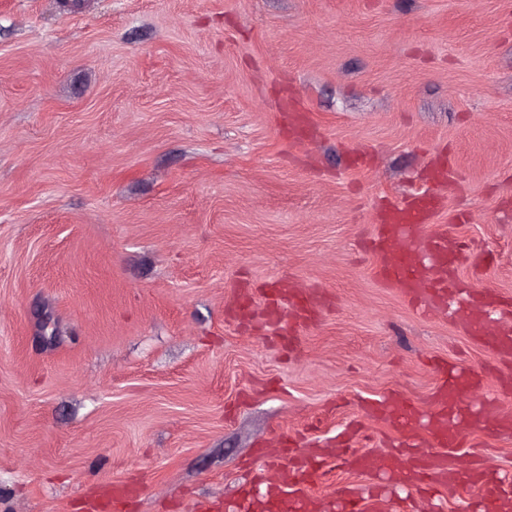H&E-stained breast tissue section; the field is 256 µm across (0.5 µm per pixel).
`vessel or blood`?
<instances>
[{
  "label": "vessel or blood",
  "instance_id": "b4317fda",
  "mask_svg": "<svg viewBox=\"0 0 512 512\" xmlns=\"http://www.w3.org/2000/svg\"><path fill=\"white\" fill-rule=\"evenodd\" d=\"M457 177L453 167H434L429 175L432 189L409 194L379 211L372 239V250L380 259L376 275L385 286L396 289L405 300L416 304L424 316L445 310L449 297H456L461 303L456 312L458 325L496 356L504 369L502 377L507 380L512 378V324L491 315L492 309L501 303L500 294L470 286L460 279L457 261L462 245L457 239L445 232L425 238L418 235L422 224L430 222L441 206L438 187L452 184ZM406 239L428 256L427 265L408 261L406 255L397 254V244ZM250 294L248 286L240 287L237 308L241 317L257 323L265 334L281 338L294 334L297 325L312 321L322 304L318 290L288 278L274 281L263 289L261 314H254ZM469 382L464 374L443 372L432 393L436 410L426 417L420 415L416 405L397 397L374 402L368 411L408 428L407 440L412 453L404 482L409 488L419 493L426 490L450 492L468 484L480 490L479 512H512V483L477 467L463 473L453 464L451 450L459 444L455 432L460 416L456 392ZM423 426L430 434L431 447L427 450L420 449L416 435ZM338 452L344 455L349 467L360 474L374 476V452L361 451L345 443L340 444ZM325 459V454L318 451L289 456L262 490L243 491L241 512H270L271 508L280 506L286 507L288 512H321L323 504L314 498L312 491ZM338 498L341 512H385L387 503L385 493L377 484L365 490L342 487Z\"/></svg>",
  "mask_w": 512,
  "mask_h": 512
}]
</instances>
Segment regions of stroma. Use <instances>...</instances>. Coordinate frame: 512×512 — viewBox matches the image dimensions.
<instances>
[{
	"label": "stroma",
	"instance_id": "1",
	"mask_svg": "<svg viewBox=\"0 0 512 512\" xmlns=\"http://www.w3.org/2000/svg\"><path fill=\"white\" fill-rule=\"evenodd\" d=\"M314 126L292 138L280 105ZM451 164L423 234L512 299V0H0V512L235 506L258 449L327 446L433 360L495 357L381 284L376 215ZM323 289L288 340L231 317L236 285ZM512 477V437L466 429ZM369 480L329 459L315 494Z\"/></svg>",
	"mask_w": 512,
	"mask_h": 512
}]
</instances>
